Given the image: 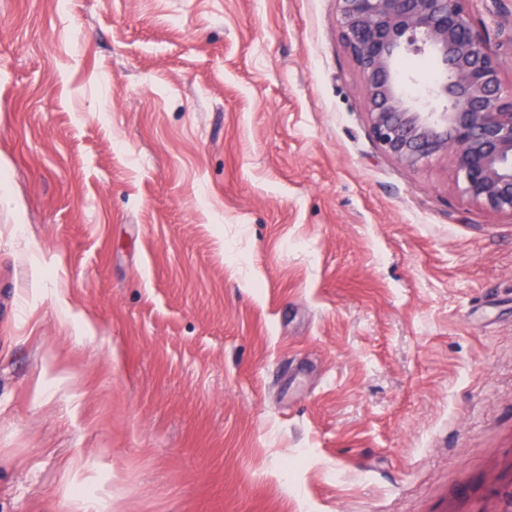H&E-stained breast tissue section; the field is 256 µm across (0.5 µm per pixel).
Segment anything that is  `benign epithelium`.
Listing matches in <instances>:
<instances>
[{"label": "benign epithelium", "instance_id": "7a95c632", "mask_svg": "<svg viewBox=\"0 0 512 512\" xmlns=\"http://www.w3.org/2000/svg\"><path fill=\"white\" fill-rule=\"evenodd\" d=\"M471 0H336V25L362 78L371 137L385 154L415 166L453 159L461 193L512 213V87L479 30ZM429 52L442 80L430 108L408 96L394 64Z\"/></svg>", "mask_w": 512, "mask_h": 512}]
</instances>
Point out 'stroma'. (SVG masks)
<instances>
[{
  "mask_svg": "<svg viewBox=\"0 0 512 512\" xmlns=\"http://www.w3.org/2000/svg\"><path fill=\"white\" fill-rule=\"evenodd\" d=\"M79 501L512 512V214L377 147L336 0H0V512Z\"/></svg>",
  "mask_w": 512,
  "mask_h": 512,
  "instance_id": "stroma-1",
  "label": "stroma"
}]
</instances>
